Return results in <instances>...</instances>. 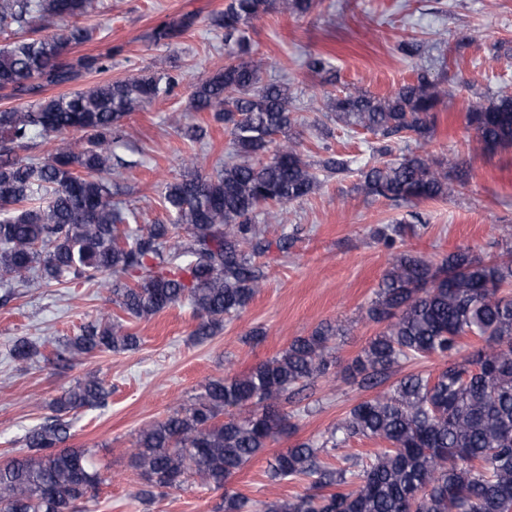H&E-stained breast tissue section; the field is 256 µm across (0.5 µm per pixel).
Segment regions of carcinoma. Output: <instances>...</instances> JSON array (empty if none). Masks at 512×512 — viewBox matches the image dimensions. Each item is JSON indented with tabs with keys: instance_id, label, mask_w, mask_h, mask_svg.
I'll use <instances>...</instances> for the list:
<instances>
[{
	"instance_id": "carcinoma-1",
	"label": "carcinoma",
	"mask_w": 512,
	"mask_h": 512,
	"mask_svg": "<svg viewBox=\"0 0 512 512\" xmlns=\"http://www.w3.org/2000/svg\"><path fill=\"white\" fill-rule=\"evenodd\" d=\"M93 3L0 0V30L19 34L0 47V90L36 94L44 82L63 85L83 69L107 70L109 56L66 57L69 46L94 39L92 29L22 36L86 14ZM314 4L281 0L283 11L297 15ZM268 5L228 0L211 17L236 50L223 70L194 85L190 111L212 112L224 122L228 159L205 175L191 160L189 172L166 184L167 224L127 231L137 215L112 201V186L124 179V163L113 161L115 147L125 141L123 120L167 91L168 77L131 76L0 109V285L30 288L110 275L112 303L130 318L188 303L199 318L193 336L200 342L247 307L267 282L256 258L272 246L255 224L257 213L264 223H276L281 206L320 189L317 172L350 171L337 153L309 159L303 142L289 134L288 85L263 82L262 62L246 59L252 48L242 25ZM192 24L184 18L157 28L149 40H171ZM447 96L440 84L419 75L385 97L362 90L329 97L336 124L377 138L376 160L359 170L357 189L365 197L417 205L450 198L465 184L469 170L463 165L449 170L410 149L428 137ZM467 122L484 151L511 147L512 94L470 106ZM74 133L81 137L69 138ZM52 139L63 146L41 159L16 154ZM367 317L383 329L342 374L375 393L327 434L275 454L272 480L309 487L263 505L264 512H512V249L487 259L458 249L439 261L399 252ZM338 335V326L321 324L249 372L210 381L190 408L143 428L134 466L145 485L136 497L150 500L155 488L179 489L191 480L224 490V512H254L257 504L231 481L270 444L297 433L296 414L285 406L336 365ZM469 338L478 346L456 358ZM139 343L116 315L54 345L52 357L68 363ZM40 355L26 338L9 351L19 365ZM431 355L444 360L437 373H411L380 389L402 362ZM109 394L92 376L54 402L52 414L25 435V452L0 462V512H80L95 497L102 479L87 450L60 444L69 437L66 415L103 404ZM356 437L382 443L370 462L332 454Z\"/></svg>"
}]
</instances>
